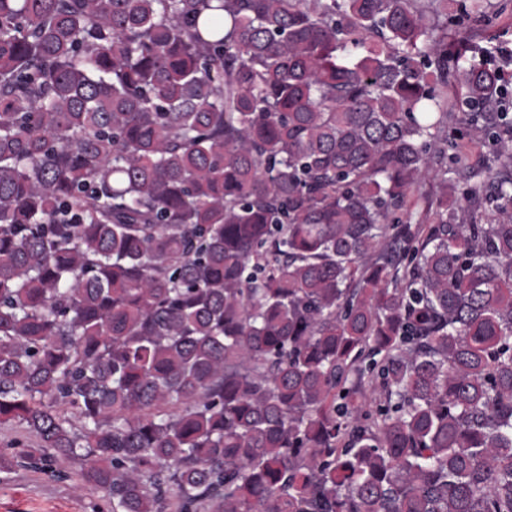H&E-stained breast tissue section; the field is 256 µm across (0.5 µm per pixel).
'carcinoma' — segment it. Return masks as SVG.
Segmentation results:
<instances>
[{"mask_svg": "<svg viewBox=\"0 0 512 512\" xmlns=\"http://www.w3.org/2000/svg\"><path fill=\"white\" fill-rule=\"evenodd\" d=\"M490 22L0 0V422L28 466L79 462L111 512H512V114L459 65ZM466 138L495 169L450 182Z\"/></svg>", "mask_w": 512, "mask_h": 512, "instance_id": "1", "label": "carcinoma"}]
</instances>
